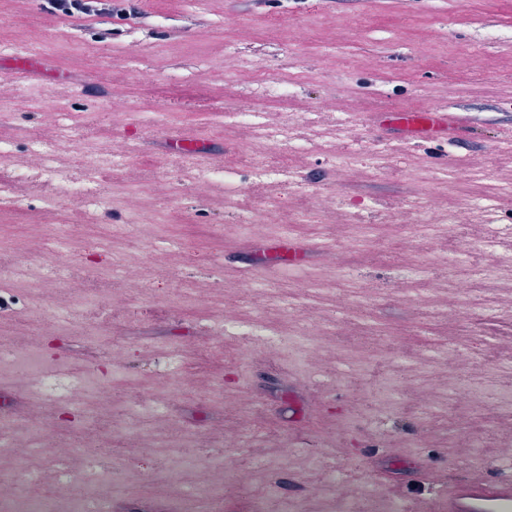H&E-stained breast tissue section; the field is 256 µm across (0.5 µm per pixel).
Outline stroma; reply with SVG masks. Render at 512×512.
Segmentation results:
<instances>
[{"label":"stroma","instance_id":"stroma-1","mask_svg":"<svg viewBox=\"0 0 512 512\" xmlns=\"http://www.w3.org/2000/svg\"><path fill=\"white\" fill-rule=\"evenodd\" d=\"M19 50L38 53L42 70L12 73ZM249 108L288 130L290 145L270 153L287 178H251L256 132L234 118ZM431 109L456 115L464 137L425 142L379 126ZM34 140L53 145L60 175L95 173L99 202L39 178ZM0 142L12 147L0 181L20 199L0 205V270L10 274L0 350L67 375L46 397L27 370L0 368V512H22L29 496L69 512L85 494L107 512H197L191 492L202 485L224 488L223 512L292 489L299 512H339L354 497L367 512L391 500L438 512L456 480L512 478V409L500 401L512 376L494 375L512 360V235L480 248L487 225H512V203L473 206L512 184V0H112L83 19L52 15L42 0H0ZM351 148L378 150L382 165L341 173L336 155ZM436 153L459 172L450 185L424 178ZM113 158L123 166L108 167ZM219 168L244 183L235 202ZM425 192L458 217L429 240L402 232L421 222L408 198ZM305 210L316 223L283 237L280 225ZM132 218L136 228L115 232ZM63 224L59 281L44 258ZM285 239L308 262L265 266ZM462 246L496 268L494 312L478 335L439 262ZM344 270L367 306L339 321ZM308 273L324 295L285 312L278 293ZM91 295L96 307L83 309ZM245 308L285 338L307 326L310 353L219 340L225 315ZM61 310L72 315L65 328L52 317ZM433 340L480 348L464 372L496 382L480 404L427 422L419 405L456 384L424 360ZM395 349L405 364L392 362ZM351 358L376 361L397 401L350 385ZM138 404L151 411L131 433L123 423ZM181 432L188 442L170 447ZM473 436L484 441L475 461L461 446ZM25 462L34 477L23 484Z\"/></svg>","mask_w":512,"mask_h":512}]
</instances>
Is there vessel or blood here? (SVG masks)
Returning <instances> with one entry per match:
<instances>
[{
    "instance_id": "obj_1",
    "label": "vessel or blood",
    "mask_w": 512,
    "mask_h": 512,
    "mask_svg": "<svg viewBox=\"0 0 512 512\" xmlns=\"http://www.w3.org/2000/svg\"><path fill=\"white\" fill-rule=\"evenodd\" d=\"M458 122L446 112H414L397 117L400 134L434 139L456 130ZM439 512H512V481L508 479L463 478L452 483Z\"/></svg>"
}]
</instances>
